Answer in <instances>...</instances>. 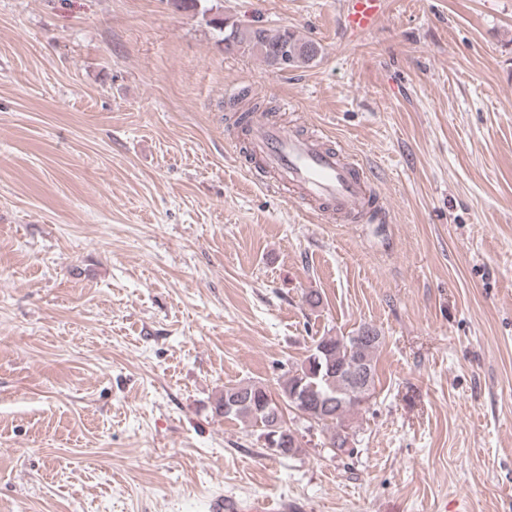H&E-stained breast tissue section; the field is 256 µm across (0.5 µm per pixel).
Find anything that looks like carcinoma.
I'll return each mask as SVG.
<instances>
[{"mask_svg": "<svg viewBox=\"0 0 512 512\" xmlns=\"http://www.w3.org/2000/svg\"><path fill=\"white\" fill-rule=\"evenodd\" d=\"M218 32L219 41L226 52L256 53L269 66L282 48H288V62L284 68L299 67L314 61L321 46L311 40L298 37L288 28L270 31L265 28H239L225 19L211 20ZM244 109L238 117L241 126L250 114L269 116L273 109L265 101L243 95ZM370 327L363 325L349 336H318L313 339L309 354L298 365L288 369L278 383L280 403L266 409L261 407L267 395L256 384H236L224 387L216 403V411L226 418L238 419L257 428L260 435L270 433L269 426L276 418L283 417L282 406L304 410L318 416L317 423L328 432V445L333 453L349 447L350 427L345 424L352 411L371 392L357 385L356 375L363 370L371 375L370 388H375L376 352L382 340L369 339ZM280 456L293 457L301 448L295 445L291 433L283 430L275 437Z\"/></svg>", "mask_w": 512, "mask_h": 512, "instance_id": "cac0c4a2", "label": "carcinoma"}]
</instances>
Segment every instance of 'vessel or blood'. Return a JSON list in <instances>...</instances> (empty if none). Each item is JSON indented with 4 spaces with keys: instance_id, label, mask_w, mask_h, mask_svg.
<instances>
[{
    "instance_id": "obj_1",
    "label": "vessel or blood",
    "mask_w": 512,
    "mask_h": 512,
    "mask_svg": "<svg viewBox=\"0 0 512 512\" xmlns=\"http://www.w3.org/2000/svg\"><path fill=\"white\" fill-rule=\"evenodd\" d=\"M383 0H345L342 22L351 37L376 26ZM251 152L277 187L292 189L298 200L317 203L321 214L357 217L370 213L368 178L360 163L346 161L320 135L300 136L254 115L249 123Z\"/></svg>"
}]
</instances>
